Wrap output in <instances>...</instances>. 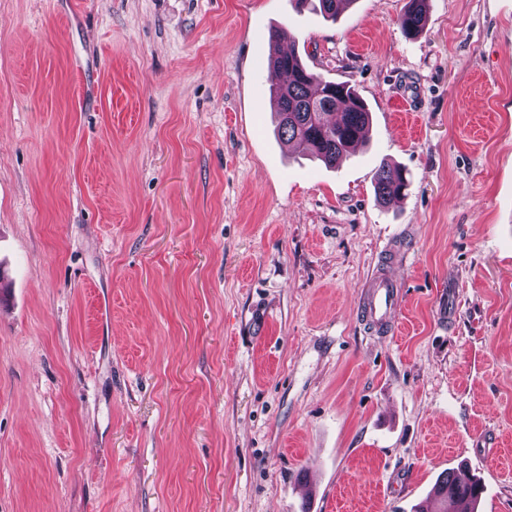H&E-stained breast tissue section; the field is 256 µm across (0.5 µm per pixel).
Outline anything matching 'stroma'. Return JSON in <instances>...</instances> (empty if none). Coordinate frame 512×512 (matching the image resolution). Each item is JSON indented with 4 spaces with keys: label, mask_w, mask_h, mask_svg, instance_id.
Returning a JSON list of instances; mask_svg holds the SVG:
<instances>
[{
    "label": "stroma",
    "mask_w": 512,
    "mask_h": 512,
    "mask_svg": "<svg viewBox=\"0 0 512 512\" xmlns=\"http://www.w3.org/2000/svg\"><path fill=\"white\" fill-rule=\"evenodd\" d=\"M407 3L0 0V512H412L463 464L512 512V0ZM275 27L370 110L336 167ZM429 0H409L407 9L400 18L401 30L407 37L421 34L426 26ZM283 29L270 34L272 52L268 68L275 80L270 92L278 119V134L287 142L297 141L328 166H334L366 137L370 111L356 88L347 82L323 78L295 52L284 53L279 42ZM339 114V120L332 116ZM373 182L377 198L384 205H391L402 198L409 186L405 172L389 164L378 166ZM384 251L389 253L388 265L371 275L362 308L365 324L373 335L392 330L404 293L401 282L392 273V268L403 261L405 253L398 247L394 249L392 244H388Z\"/></svg>",
    "instance_id": "35a3bbf8"
}]
</instances>
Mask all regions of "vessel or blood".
Wrapping results in <instances>:
<instances>
[{
    "mask_svg": "<svg viewBox=\"0 0 512 512\" xmlns=\"http://www.w3.org/2000/svg\"><path fill=\"white\" fill-rule=\"evenodd\" d=\"M389 268L371 275L368 292L363 301V318L371 333L384 334L392 330L403 298V286L393 275V266L399 265L404 254L400 249L386 246Z\"/></svg>",
    "mask_w": 512,
    "mask_h": 512,
    "instance_id": "b4317fda",
    "label": "vessel or blood"
}]
</instances>
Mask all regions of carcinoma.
<instances>
[{
	"mask_svg": "<svg viewBox=\"0 0 512 512\" xmlns=\"http://www.w3.org/2000/svg\"><path fill=\"white\" fill-rule=\"evenodd\" d=\"M303 6L318 3L316 9L326 17H336L352 0H295ZM429 0H408L400 18V26L408 37L421 34L426 26ZM285 31L276 29L270 34L272 52L268 68L277 80L270 92L278 119V134L287 142L297 141L328 166H334L366 137L370 125V111L356 88L347 82H333L323 78L305 64L294 51L284 53L279 42ZM377 198L391 205L404 196L409 181L405 172L395 166L382 164L373 175ZM482 484L464 470H450L436 482L430 493L435 510L421 505L413 512H447L440 505L455 500L463 505V512H477Z\"/></svg>",
	"mask_w": 512,
	"mask_h": 512,
	"instance_id": "carcinoma-1",
	"label": "carcinoma"
}]
</instances>
